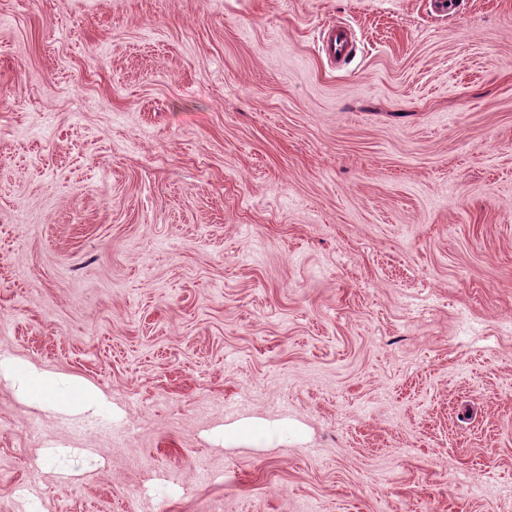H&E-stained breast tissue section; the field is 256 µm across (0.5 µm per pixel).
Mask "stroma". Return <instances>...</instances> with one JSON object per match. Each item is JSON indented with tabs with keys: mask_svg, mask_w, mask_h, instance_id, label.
Segmentation results:
<instances>
[{
	"mask_svg": "<svg viewBox=\"0 0 512 512\" xmlns=\"http://www.w3.org/2000/svg\"><path fill=\"white\" fill-rule=\"evenodd\" d=\"M0 0V512H512V0ZM350 25L330 64L324 24ZM0 376L14 380L20 395L57 409L76 412L107 405L87 383L74 380L64 383L59 376L39 371L20 360H1Z\"/></svg>",
	"mask_w": 512,
	"mask_h": 512,
	"instance_id": "obj_1",
	"label": "stroma"
}]
</instances>
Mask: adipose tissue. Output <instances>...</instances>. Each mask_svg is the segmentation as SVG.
Returning <instances> with one entry per match:
<instances>
[{
  "label": "adipose tissue",
  "mask_w": 512,
  "mask_h": 512,
  "mask_svg": "<svg viewBox=\"0 0 512 512\" xmlns=\"http://www.w3.org/2000/svg\"><path fill=\"white\" fill-rule=\"evenodd\" d=\"M0 376L14 380L20 395L57 409L76 412L106 405L105 399L87 383L62 381L59 376L20 360H1Z\"/></svg>",
  "instance_id": "obj_1"
}]
</instances>
